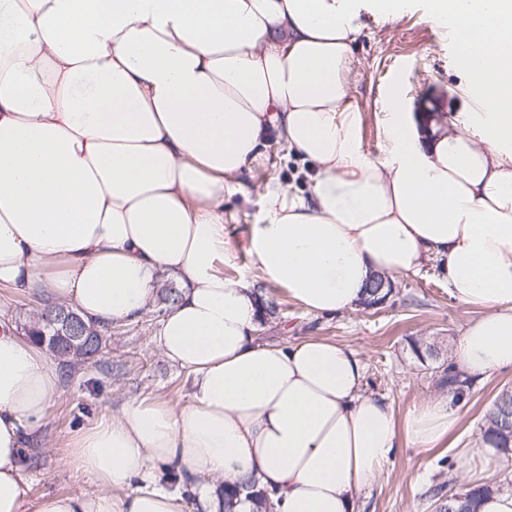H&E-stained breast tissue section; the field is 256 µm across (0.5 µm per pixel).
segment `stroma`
Instances as JSON below:
<instances>
[{
	"mask_svg": "<svg viewBox=\"0 0 512 512\" xmlns=\"http://www.w3.org/2000/svg\"><path fill=\"white\" fill-rule=\"evenodd\" d=\"M358 5L362 32L348 81L351 100L363 117V148L378 158L385 143L382 117L391 89H398L405 111L438 110L449 116L469 111L476 92L468 86L450 24L433 27L423 20L431 0H412L394 23L384 22L378 0H358ZM260 165L263 179L295 192L308 186L300 164L289 159L276 140L263 147ZM224 206L234 215L228 224L234 247L217 267L234 279L250 268L244 242L250 225L261 218L262 202L254 193L246 200L230 197ZM392 286L385 304L374 309L360 306L332 317L309 313L284 291H275L285 314L262 325L261 333L283 344L323 336L354 348L366 365L367 390L384 396L398 414H405L439 390L446 349L476 311L453 299L433 264L420 275L394 279ZM165 311L160 303L138 321L113 325L97 359L75 365L59 362L61 389L49 405L36 461L27 470L31 504L47 493L94 491L86 477L61 468L60 460L67 454L69 438L101 415L134 398L185 400L188 377L162 356L154 337ZM417 341L437 345L439 356L418 358L413 350ZM507 388L512 389V372L495 373L474 384L447 447L429 452L410 446L399 449L363 494L357 512H436L431 489L440 483L450 492L463 488L458 462L480 440L489 407Z\"/></svg>",
	"mask_w": 512,
	"mask_h": 512,
	"instance_id": "35a3bbf8",
	"label": "stroma"
}]
</instances>
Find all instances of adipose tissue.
<instances>
[{
	"label": "adipose tissue",
	"instance_id": "adipose-tissue-1",
	"mask_svg": "<svg viewBox=\"0 0 512 512\" xmlns=\"http://www.w3.org/2000/svg\"><path fill=\"white\" fill-rule=\"evenodd\" d=\"M353 0H0V288L86 322L133 321L163 278L155 333L186 402L132 400L69 443L96 493L28 508L22 451L59 389L56 364L0 320V512H219L254 478L274 512H355L399 448L447 445L448 394L398 415L355 349L258 340L257 283L307 312L355 309L377 275L438 262L479 309L448 346L478 381L512 370V0H434L482 105L454 118L391 94L382 159L362 149L345 78ZM310 165L307 193L264 183L254 277H224L225 200L248 197L269 138ZM175 468L176 485L164 473Z\"/></svg>",
	"mask_w": 512,
	"mask_h": 512
}]
</instances>
